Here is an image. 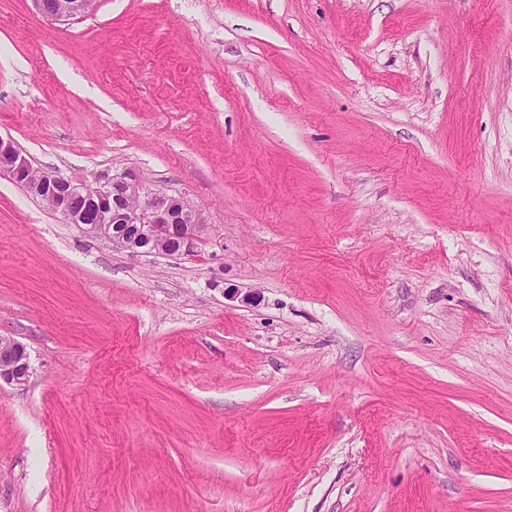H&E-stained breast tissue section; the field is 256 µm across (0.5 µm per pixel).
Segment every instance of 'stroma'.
I'll use <instances>...</instances> for the list:
<instances>
[{
  "mask_svg": "<svg viewBox=\"0 0 512 512\" xmlns=\"http://www.w3.org/2000/svg\"><path fill=\"white\" fill-rule=\"evenodd\" d=\"M0 136L215 230L0 175V512H512V0H0ZM37 12L50 20L67 22L84 17L92 11L96 0H55L52 10L46 9L45 0H32ZM0 175L40 197L69 223L134 253L193 256L208 236L199 208L180 196L152 190L130 172L98 186L69 181L33 166L12 140L0 137ZM81 199L83 206L72 205ZM32 374L26 346L14 337L0 336V382L24 387Z\"/></svg>",
  "mask_w": 512,
  "mask_h": 512,
  "instance_id": "obj_1",
  "label": "stroma"
}]
</instances>
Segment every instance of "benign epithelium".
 Instances as JSON below:
<instances>
[{"instance_id": "1", "label": "benign epithelium", "mask_w": 512, "mask_h": 512, "mask_svg": "<svg viewBox=\"0 0 512 512\" xmlns=\"http://www.w3.org/2000/svg\"><path fill=\"white\" fill-rule=\"evenodd\" d=\"M96 0H33L37 12L67 22L92 11ZM0 175L40 197L69 223L134 253L192 256L208 236L200 209L180 196L152 190L136 176L123 172L93 186L75 183L33 166L12 140L0 137ZM33 374L26 346L12 336H0V382L18 387Z\"/></svg>"}]
</instances>
